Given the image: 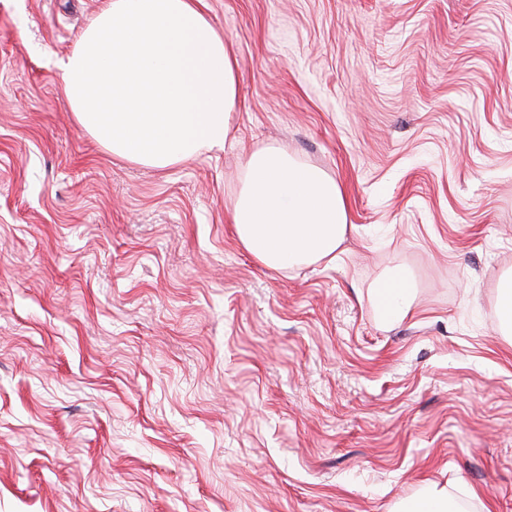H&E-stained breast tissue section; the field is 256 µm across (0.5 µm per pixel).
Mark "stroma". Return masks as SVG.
Instances as JSON below:
<instances>
[{
	"instance_id": "stroma-1",
	"label": "stroma",
	"mask_w": 512,
	"mask_h": 512,
	"mask_svg": "<svg viewBox=\"0 0 512 512\" xmlns=\"http://www.w3.org/2000/svg\"><path fill=\"white\" fill-rule=\"evenodd\" d=\"M101 4L0 0V512H512V0H204L231 139L166 169L69 108ZM268 143L341 185L335 261L238 243ZM415 282L406 270L387 274L377 288V307L381 318L393 323L398 321L413 302ZM448 495L443 492L427 491L409 503L402 512H447Z\"/></svg>"
}]
</instances>
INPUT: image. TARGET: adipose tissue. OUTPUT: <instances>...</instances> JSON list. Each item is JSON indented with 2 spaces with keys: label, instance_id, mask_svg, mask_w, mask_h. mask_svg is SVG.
Returning a JSON list of instances; mask_svg holds the SVG:
<instances>
[{
  "label": "adipose tissue",
  "instance_id": "1",
  "mask_svg": "<svg viewBox=\"0 0 512 512\" xmlns=\"http://www.w3.org/2000/svg\"><path fill=\"white\" fill-rule=\"evenodd\" d=\"M59 68L77 123L114 156L165 169L226 142L238 61L201 0H102ZM227 220L277 272L334 260L348 230L336 179L275 144L246 157ZM414 288L405 270L380 281L384 321L401 318Z\"/></svg>",
  "mask_w": 512,
  "mask_h": 512
}]
</instances>
